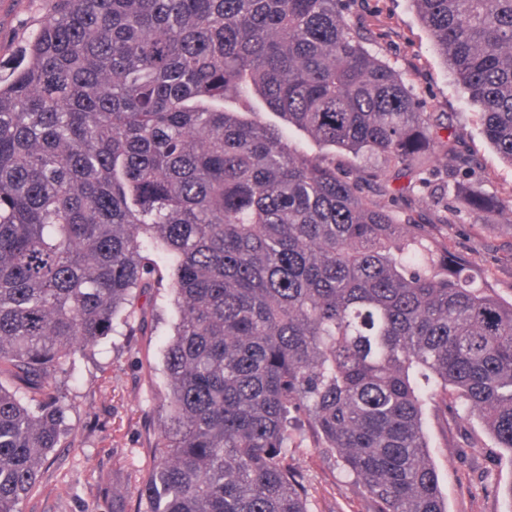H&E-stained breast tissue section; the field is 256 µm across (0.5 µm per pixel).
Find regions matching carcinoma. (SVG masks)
<instances>
[{
	"label": "carcinoma",
	"instance_id": "carcinoma-1",
	"mask_svg": "<svg viewBox=\"0 0 512 512\" xmlns=\"http://www.w3.org/2000/svg\"><path fill=\"white\" fill-rule=\"evenodd\" d=\"M413 3L512 165V0ZM437 122L344 0H58L0 72V512L60 445L53 377L118 317L138 331L164 280L180 318L139 512H308L299 416L368 512H447L422 415L450 388L512 454V303L387 188ZM291 129L389 167L344 175Z\"/></svg>",
	"mask_w": 512,
	"mask_h": 512
}]
</instances>
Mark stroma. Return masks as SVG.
<instances>
[{"mask_svg": "<svg viewBox=\"0 0 512 512\" xmlns=\"http://www.w3.org/2000/svg\"><path fill=\"white\" fill-rule=\"evenodd\" d=\"M57 0H0V63L53 14ZM366 36L365 48L388 63L424 111L444 114L443 143L454 138L474 175L454 174L442 150L426 166L433 192L455 213L434 234L449 256L466 258L478 284L489 295L512 302V166L486 140L478 114L467 101L411 0H355L348 15ZM495 198V207L474 213L472 188ZM150 313L146 335H127L125 327L99 343L94 356H77L74 377H56L68 406L63 447L45 462L37 492L21 512H112L113 497L128 512L138 506L137 488L151 465L167 379L163 351L178 320L167 288L141 294ZM423 426L428 453L439 477L448 512H512L503 488L512 485V456L497 448L478 420L464 419L456 404H426ZM303 432L288 461L308 490V512H366L362 490L343 473L337 459L316 447Z\"/></svg>", "mask_w": 512, "mask_h": 512, "instance_id": "35a3bbf8", "label": "stroma"}]
</instances>
